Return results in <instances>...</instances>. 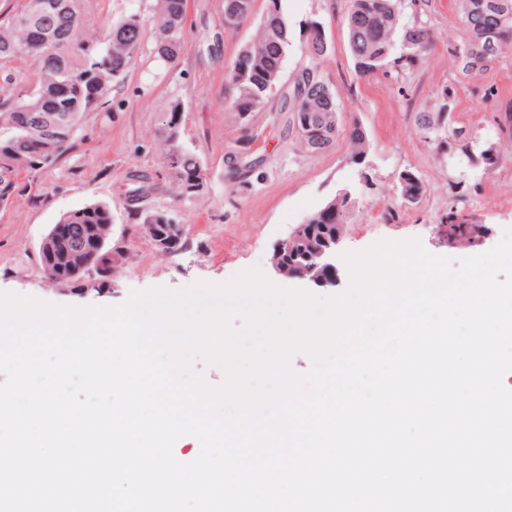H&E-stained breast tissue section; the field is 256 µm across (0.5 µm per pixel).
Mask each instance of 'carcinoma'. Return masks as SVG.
I'll return each mask as SVG.
<instances>
[{"label": "carcinoma", "instance_id": "cac0c4a2", "mask_svg": "<svg viewBox=\"0 0 512 512\" xmlns=\"http://www.w3.org/2000/svg\"><path fill=\"white\" fill-rule=\"evenodd\" d=\"M80 0H24L22 9L0 21V59L23 57L35 67L33 85L15 91V77L0 76V203L8 202L16 190L14 173L19 169L41 170L56 164L74 147L75 134L89 112L111 109L112 88L119 86L137 64L143 27L131 14L112 25L106 39L83 16ZM460 21L468 37L453 56L456 75L465 79L485 72L503 53L512 49V0H456ZM56 8L47 12L45 4ZM253 0H224V26L235 27L246 20ZM187 23V0H157L154 20L156 55L165 63L178 56ZM346 23L348 46L356 74L370 77L384 69L394 51L399 60L412 66L427 55L434 45L430 27L423 23L401 24L400 0H348ZM291 25L279 7L270 0L251 39L228 66V91L224 110L233 112L243 123L238 148L230 158L239 165L227 169L228 179L237 182L252 163L247 161L253 140L249 128L252 113L277 100L279 111L297 115L302 112L337 111L336 94L323 80L320 64L329 50L321 49L325 35L323 23H309L311 64L293 81L291 88L280 85L283 59L290 43ZM450 91H443V102L423 117L425 130L442 128L448 111ZM182 103L171 102L166 123L164 155L171 169L166 192L175 199L193 200L205 193V178L198 158L178 144L176 130ZM41 115L62 135L58 144L44 147V139L32 117ZM157 190L152 176L134 171L129 178L128 197L132 202V220L151 224L152 236L169 234L167 224L172 212L140 206ZM107 206L92 203L62 215L67 225L61 240L52 243V254L40 252V265L46 277L51 267L63 269L69 280L82 273L69 272V266L84 261L102 278L112 277V249L100 242V225L110 223ZM349 212L318 211L308 218L314 239L333 231H346Z\"/></svg>", "mask_w": 512, "mask_h": 512}]
</instances>
